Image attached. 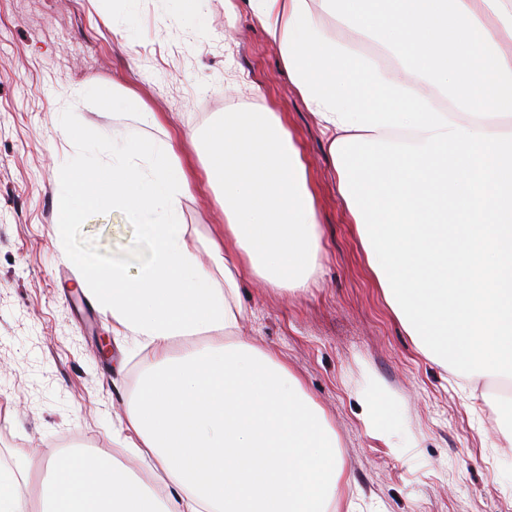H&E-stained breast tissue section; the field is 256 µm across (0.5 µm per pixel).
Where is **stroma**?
Segmentation results:
<instances>
[{
    "label": "stroma",
    "instance_id": "obj_1",
    "mask_svg": "<svg viewBox=\"0 0 512 512\" xmlns=\"http://www.w3.org/2000/svg\"><path fill=\"white\" fill-rule=\"evenodd\" d=\"M202 0L204 30L169 0H0V463L38 477L60 439L120 456V421L152 363L112 332L53 239L64 166L95 143L107 161L113 137L144 145L168 137L194 181L204 179V138L233 106L279 112L301 150L322 224L310 287L286 293L247 277L251 310L239 330L277 353L325 410L348 477L339 490L354 512H512V447L493 399L495 381L460 382L416 347L389 310L338 193L326 136L277 45L246 0ZM132 95L104 111L96 91ZM159 123L143 125L140 108ZM80 141L67 143L62 128ZM204 235L224 228L211 189L182 201ZM71 251L137 268L148 244L139 224L112 211L73 225ZM377 398L385 433L362 397ZM25 445H16L14 435Z\"/></svg>",
    "mask_w": 512,
    "mask_h": 512
}]
</instances>
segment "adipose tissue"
Masks as SVG:
<instances>
[{"instance_id": "ef3b65f1", "label": "adipose tissue", "mask_w": 512, "mask_h": 512, "mask_svg": "<svg viewBox=\"0 0 512 512\" xmlns=\"http://www.w3.org/2000/svg\"><path fill=\"white\" fill-rule=\"evenodd\" d=\"M281 44L292 0H248ZM396 55L385 79L474 132L512 125V0H306ZM53 233L69 244L91 210L134 216L149 240L137 271L115 261H69L118 335L155 361L121 428L131 463L98 451H61L30 487L22 468L0 466V512H337L346 484L336 434L323 409L275 353L241 338L194 344L204 332L239 330L245 275L283 291L306 290L322 227L300 149L278 113L225 111L207 133L205 181L221 190L223 238L183 222L191 182L170 143L142 154L137 140L106 162L62 169ZM208 263H201L200 252ZM181 354H172L176 341Z\"/></svg>"}]
</instances>
